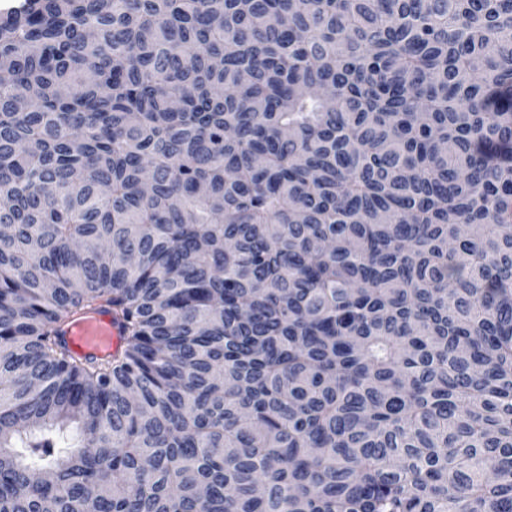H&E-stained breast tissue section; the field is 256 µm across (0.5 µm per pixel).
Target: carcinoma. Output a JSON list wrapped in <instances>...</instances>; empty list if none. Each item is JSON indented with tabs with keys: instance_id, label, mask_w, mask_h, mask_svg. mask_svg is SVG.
Instances as JSON below:
<instances>
[{
	"instance_id": "obj_1",
	"label": "carcinoma",
	"mask_w": 512,
	"mask_h": 512,
	"mask_svg": "<svg viewBox=\"0 0 512 512\" xmlns=\"http://www.w3.org/2000/svg\"><path fill=\"white\" fill-rule=\"evenodd\" d=\"M1 224L0 512H512V0H23ZM119 336L109 312L74 322L66 328L65 333L68 345L77 354L96 356L112 352L120 342Z\"/></svg>"
}]
</instances>
